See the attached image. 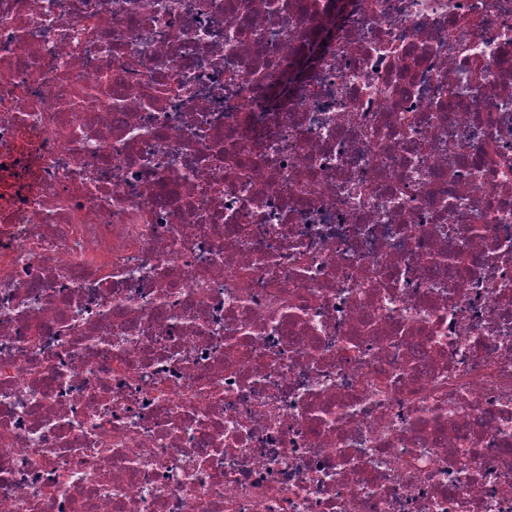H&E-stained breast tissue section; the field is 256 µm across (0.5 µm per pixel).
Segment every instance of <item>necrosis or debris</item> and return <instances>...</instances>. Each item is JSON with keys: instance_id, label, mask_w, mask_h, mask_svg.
Wrapping results in <instances>:
<instances>
[{"instance_id": "1", "label": "necrosis or debris", "mask_w": 512, "mask_h": 512, "mask_svg": "<svg viewBox=\"0 0 512 512\" xmlns=\"http://www.w3.org/2000/svg\"><path fill=\"white\" fill-rule=\"evenodd\" d=\"M0 0V512H512V0Z\"/></svg>"}]
</instances>
